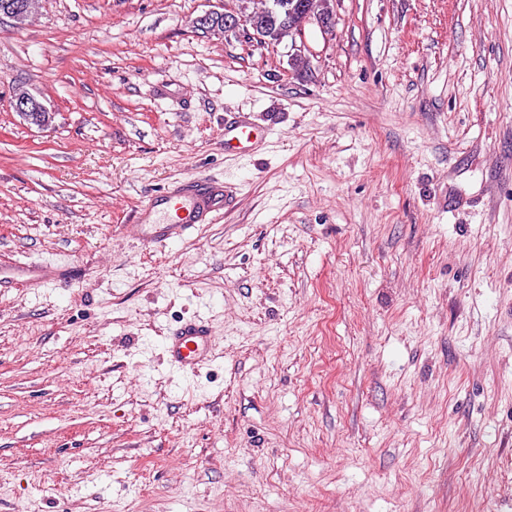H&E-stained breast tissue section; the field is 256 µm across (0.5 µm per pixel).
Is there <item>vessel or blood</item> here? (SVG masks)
Here are the masks:
<instances>
[{
  "label": "vessel or blood",
  "mask_w": 512,
  "mask_h": 512,
  "mask_svg": "<svg viewBox=\"0 0 512 512\" xmlns=\"http://www.w3.org/2000/svg\"><path fill=\"white\" fill-rule=\"evenodd\" d=\"M261 139L255 125L238 120L224 129L225 147L239 151L252 149ZM232 190L221 182L200 179L184 181L179 186L147 197L137 213L140 241L154 249L211 223L232 200ZM62 267L50 263L0 264V287L25 283L41 285L62 275ZM217 338L202 319L184 322L169 336L167 353L170 367L177 372H196L215 357Z\"/></svg>",
  "instance_id": "vessel-or-blood-1"
}]
</instances>
